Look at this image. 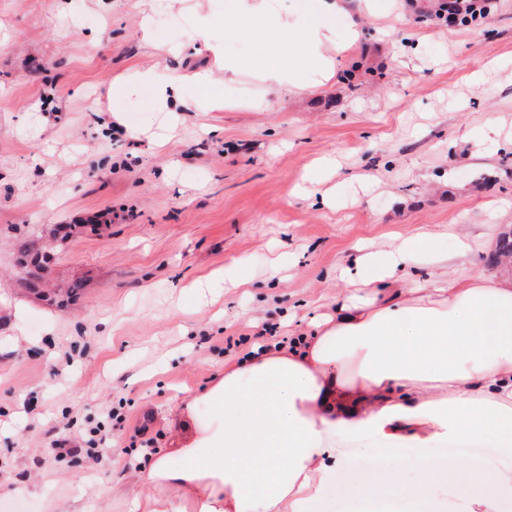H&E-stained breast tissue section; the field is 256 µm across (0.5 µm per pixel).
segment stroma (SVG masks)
<instances>
[{
  "label": "stroma",
  "instance_id": "stroma-1",
  "mask_svg": "<svg viewBox=\"0 0 512 512\" xmlns=\"http://www.w3.org/2000/svg\"><path fill=\"white\" fill-rule=\"evenodd\" d=\"M435 4L347 0L330 24L339 44L356 27V44L294 96L250 65L301 67L302 50L225 34L229 0H0V512H129L99 488L125 490L181 399L264 327L291 337L330 311L357 246L426 225L456 273L494 274L512 225V0L456 28ZM175 76L185 104L165 112L156 85ZM325 158L329 178L305 182ZM56 224L86 227L54 265L83 283L64 311L12 268L14 239ZM103 422L97 458L50 453ZM336 445L331 499L363 512L376 443Z\"/></svg>",
  "mask_w": 512,
  "mask_h": 512
}]
</instances>
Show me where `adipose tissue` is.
<instances>
[{
	"label": "adipose tissue",
	"mask_w": 512,
	"mask_h": 512,
	"mask_svg": "<svg viewBox=\"0 0 512 512\" xmlns=\"http://www.w3.org/2000/svg\"><path fill=\"white\" fill-rule=\"evenodd\" d=\"M240 37L280 38L307 48L330 74L327 24L293 30L267 0H234ZM267 90L306 93L301 69L256 65ZM420 227L390 251L366 250L343 275L350 285L301 335L261 354L225 361L168 424L167 447L139 457L128 493L132 512H318L330 492L337 436L369 435L377 461L403 470L405 448L464 439L512 457V275H455ZM426 286L407 285L418 261ZM213 412L201 418L200 405ZM460 491L466 512H498L512 500V468L480 471L470 460L423 458L413 488L370 486L366 512L392 496L413 512H436L438 490Z\"/></svg>",
	"instance_id": "ef3b65f1"
}]
</instances>
